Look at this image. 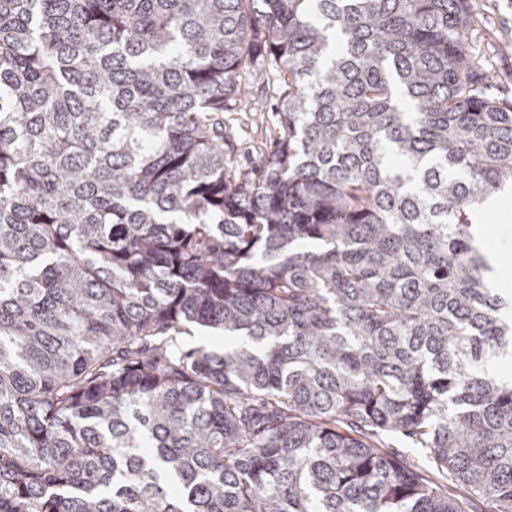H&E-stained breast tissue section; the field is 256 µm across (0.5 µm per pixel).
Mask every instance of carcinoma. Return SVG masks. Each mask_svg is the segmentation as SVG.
Returning <instances> with one entry per match:
<instances>
[{"label": "carcinoma", "instance_id": "cac0c4a2", "mask_svg": "<svg viewBox=\"0 0 512 512\" xmlns=\"http://www.w3.org/2000/svg\"><path fill=\"white\" fill-rule=\"evenodd\" d=\"M474 22L0 0V512H512L473 224L512 188V99ZM257 70L279 136L242 171L224 113ZM189 329L191 337L186 336L185 339V343L188 347L204 346L214 349L223 346L220 344L222 342L223 336H218L216 332L202 329L195 325H190Z\"/></svg>", "mask_w": 512, "mask_h": 512}]
</instances>
